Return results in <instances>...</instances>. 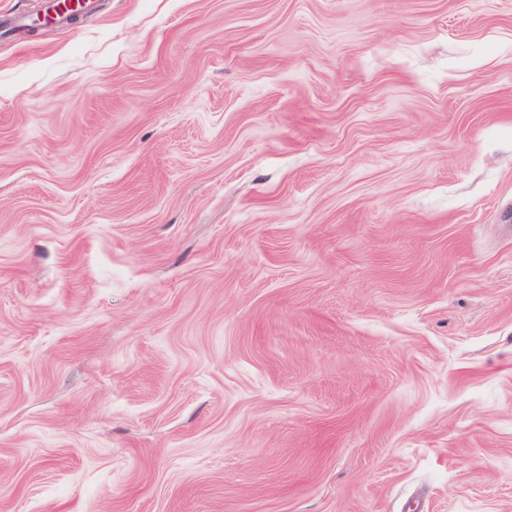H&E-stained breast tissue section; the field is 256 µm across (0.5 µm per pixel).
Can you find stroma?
I'll return each mask as SVG.
<instances>
[{"mask_svg": "<svg viewBox=\"0 0 512 512\" xmlns=\"http://www.w3.org/2000/svg\"><path fill=\"white\" fill-rule=\"evenodd\" d=\"M0 512H512V0L0 30Z\"/></svg>", "mask_w": 512, "mask_h": 512, "instance_id": "1", "label": "stroma"}]
</instances>
